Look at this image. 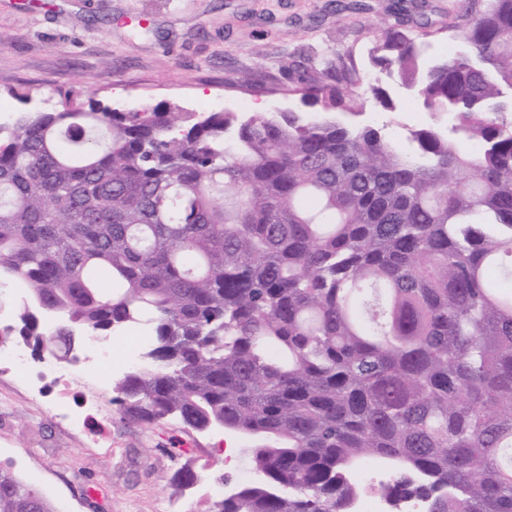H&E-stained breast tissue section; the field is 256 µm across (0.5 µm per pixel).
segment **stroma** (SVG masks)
<instances>
[{"label":"stroma","mask_w":512,"mask_h":512,"mask_svg":"<svg viewBox=\"0 0 512 512\" xmlns=\"http://www.w3.org/2000/svg\"><path fill=\"white\" fill-rule=\"evenodd\" d=\"M0 0V121L29 108L53 109L70 95L120 110L173 102L190 112L300 109L294 71L320 75L327 61L353 58L370 72L376 28L392 22L393 0ZM434 51L455 53V0H426ZM251 83H236L240 74ZM29 93L27 102L16 95ZM41 357L27 375L0 371V465L32 484L56 512H208L224 488L249 483L246 455L226 470L216 433L175 421L126 420L111 395L110 419L80 427L57 407ZM193 461L190 489L170 483Z\"/></svg>","instance_id":"obj_1"}]
</instances>
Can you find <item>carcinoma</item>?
<instances>
[{
    "mask_svg": "<svg viewBox=\"0 0 512 512\" xmlns=\"http://www.w3.org/2000/svg\"><path fill=\"white\" fill-rule=\"evenodd\" d=\"M456 4L454 55L423 12L388 24L371 76L294 82L308 111L89 99L0 124V284L29 297L0 335L70 353L35 303L96 336L151 325L123 417L255 439L264 479L210 512H356L367 460L426 512H512V0ZM395 93L430 117L402 144L365 119ZM0 512L54 510L0 465Z\"/></svg>",
    "mask_w": 512,
    "mask_h": 512,
    "instance_id": "cac0c4a2",
    "label": "carcinoma"
}]
</instances>
